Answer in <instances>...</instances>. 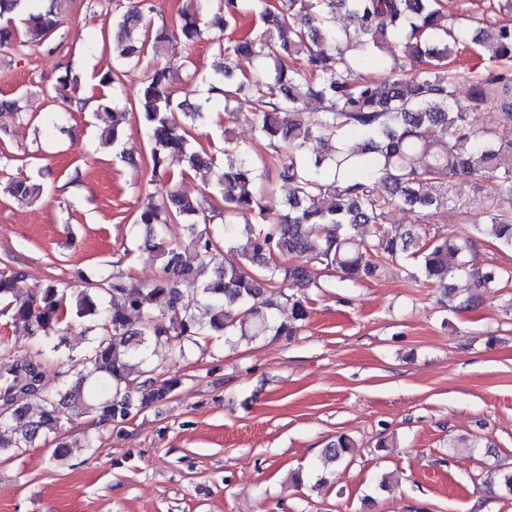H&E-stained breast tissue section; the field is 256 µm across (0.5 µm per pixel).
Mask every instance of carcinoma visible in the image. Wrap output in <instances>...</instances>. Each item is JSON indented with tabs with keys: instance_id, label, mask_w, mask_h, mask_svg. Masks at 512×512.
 Masks as SVG:
<instances>
[{
	"instance_id": "obj_1",
	"label": "carcinoma",
	"mask_w": 512,
	"mask_h": 512,
	"mask_svg": "<svg viewBox=\"0 0 512 512\" xmlns=\"http://www.w3.org/2000/svg\"><path fill=\"white\" fill-rule=\"evenodd\" d=\"M177 33L147 20L149 0L113 22L112 70L100 85L112 88L95 109L101 139L120 141L127 113L121 103L123 77L145 68L137 108L148 130L154 185L132 224L145 228L140 246L162 262L149 284L128 286L119 278H78L62 286L49 280L33 292L22 273L0 274V307L24 323L38 361L17 362L0 373L10 383L0 390V452L29 448L55 435L64 422L92 415L118 426L147 406L167 400L178 388L175 378L138 382L131 361L145 367L157 348L184 355L185 343L210 336L255 339L293 336L308 319L307 301L284 289L302 288L322 272L359 284L399 258L412 260L428 283L448 290L458 274L477 288H495L512 279V270L482 268L473 262L481 239L490 237L512 250V24L478 26L472 42L488 55L480 72L450 68L463 45L448 25L441 0H187ZM67 0H0V19L22 16L23 36L0 27V49L37 45L59 27ZM258 25L239 36H224L245 9ZM344 11L350 23L336 26ZM210 38L224 66L202 77L207 96L177 97L168 67L159 57L173 42L185 46ZM401 55L379 58L385 75L372 80L359 73L363 57L387 40ZM251 62L236 72L235 61ZM465 78L469 92L456 98ZM314 98L324 104L310 120L302 105ZM492 103L494 129H477L468 113ZM216 103L224 114L251 124L266 141L270 158L255 157L248 144L224 138V164L196 148L192 130L209 118ZM359 137L356 147L348 139ZM202 168L216 171L215 193L201 200L180 194L178 181ZM479 175L490 184L485 224L465 223L448 235L427 228L434 211L451 202L456 178ZM274 182L288 187V212L272 215L265 191ZM44 185L31 178L0 182V195L38 200ZM415 213L417 223L383 229L390 211ZM224 232L207 225L215 218ZM187 225L185 240L171 243V224ZM371 226L359 239L349 230ZM300 260L283 268L280 255ZM190 280L201 295L194 308L180 303L178 283ZM112 294V303L104 295ZM139 314V327L129 314ZM95 332L83 358L71 353L61 335L75 325ZM48 361L78 362L76 379L55 395L42 398L38 418L28 416L24 398L41 391ZM93 377L112 381V395L95 400L84 392ZM355 443L338 435L323 448L324 459H342Z\"/></svg>"
}]
</instances>
